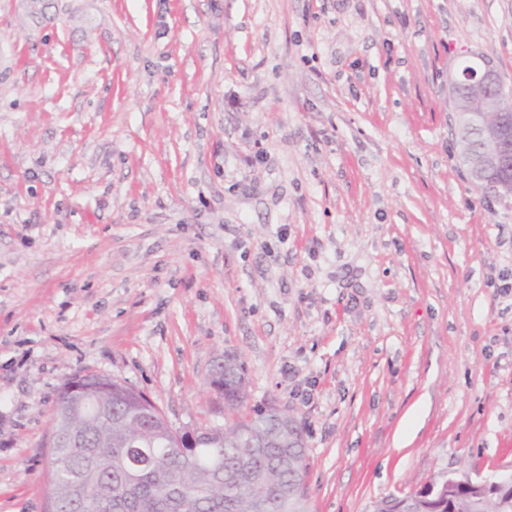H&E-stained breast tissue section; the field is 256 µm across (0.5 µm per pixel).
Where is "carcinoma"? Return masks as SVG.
<instances>
[{
  "label": "carcinoma",
  "mask_w": 512,
  "mask_h": 512,
  "mask_svg": "<svg viewBox=\"0 0 512 512\" xmlns=\"http://www.w3.org/2000/svg\"><path fill=\"white\" fill-rule=\"evenodd\" d=\"M91 395L88 408L73 414V436L59 434L69 408L68 387ZM210 387L224 400L232 422L205 425L187 455L174 447L176 428L143 392L92 372L67 378L53 412L48 439L47 512H309L306 448L285 452L272 432L295 418L268 407L238 415L246 397L242 366L218 362ZM372 512H512L503 498L475 502L460 487L449 500L416 491L376 501Z\"/></svg>",
  "instance_id": "1"
}]
</instances>
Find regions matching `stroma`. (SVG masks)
Returning <instances> with one entry per match:
<instances>
[{
	"instance_id": "stroma-1",
	"label": "stroma",
	"mask_w": 512,
	"mask_h": 512,
	"mask_svg": "<svg viewBox=\"0 0 512 512\" xmlns=\"http://www.w3.org/2000/svg\"><path fill=\"white\" fill-rule=\"evenodd\" d=\"M512 0H0V512H45L63 382L176 428L288 409L311 512L512 469V196L450 80ZM228 358L224 355V360ZM219 361L212 370L209 385L217 397L224 400V413L236 415L246 397V383L243 368L238 362L236 368L224 365Z\"/></svg>"
}]
</instances>
